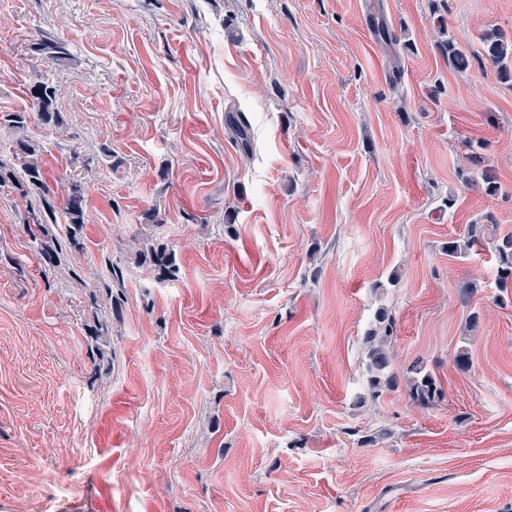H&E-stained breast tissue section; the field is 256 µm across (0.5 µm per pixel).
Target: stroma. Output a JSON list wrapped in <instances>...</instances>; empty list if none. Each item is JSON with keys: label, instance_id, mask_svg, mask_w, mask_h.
Returning a JSON list of instances; mask_svg holds the SVG:
<instances>
[{"label": "stroma", "instance_id": "obj_1", "mask_svg": "<svg viewBox=\"0 0 512 512\" xmlns=\"http://www.w3.org/2000/svg\"><path fill=\"white\" fill-rule=\"evenodd\" d=\"M489 31L512 40V0H0V115L28 113L58 223L85 188L53 268L0 187V512H512V285L492 247L448 253L512 233ZM34 90H37V93H34ZM30 96L34 99L39 115L46 124H53L57 128L64 125L60 112H56L53 107L57 97L56 88L42 83L30 90ZM486 225L468 224L462 235L448 243V252L456 257H467L474 248L482 245L487 236ZM394 327V320L386 312H382L376 318L375 328L367 335L366 369L370 387L375 395L393 385L394 378L387 369L391 357L389 344L393 338ZM408 383L410 394L421 404H429L440 395V387L429 372H424L421 366H413Z\"/></svg>", "mask_w": 512, "mask_h": 512}]
</instances>
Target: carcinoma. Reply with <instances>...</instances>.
Here are the masks:
<instances>
[{"instance_id":"cac0c4a2","label":"carcinoma","mask_w":512,"mask_h":512,"mask_svg":"<svg viewBox=\"0 0 512 512\" xmlns=\"http://www.w3.org/2000/svg\"><path fill=\"white\" fill-rule=\"evenodd\" d=\"M484 50L488 58L497 64L503 72H508L506 60L512 57V43L506 42L502 36L489 33L483 38ZM39 50L56 60L71 57L69 46L65 42L52 41L44 43ZM448 62L456 70H466L471 61L470 56L453 42H448ZM34 99L41 119L57 128L64 125L60 113L54 109L57 89L45 83L35 86L30 93ZM6 121L18 134L16 146L11 158L0 155V185L18 178L23 179L28 191L22 194L26 203L27 217L31 218L32 236L37 250L45 263L58 267L65 258L63 246L80 245L78 235L84 224L85 191L79 182H70L66 186L68 223H56L55 207L49 198L45 171L40 164L43 152L41 144L28 134L27 113L13 112L6 116ZM486 225L468 224L462 235L448 242V252L459 257H466L474 248L482 245L486 239ZM498 261V275L504 285L512 281V234L499 238L494 243ZM395 322L385 312L376 318L375 328L367 335V364L369 384L373 394H378L393 385V377L388 372L391 354L389 344L393 338ZM410 394L414 400L429 404L440 395V387L434 377L423 371L420 366H413L408 380Z\"/></svg>"}]
</instances>
